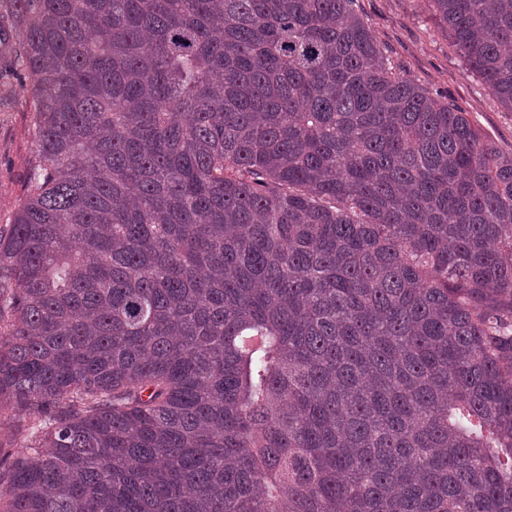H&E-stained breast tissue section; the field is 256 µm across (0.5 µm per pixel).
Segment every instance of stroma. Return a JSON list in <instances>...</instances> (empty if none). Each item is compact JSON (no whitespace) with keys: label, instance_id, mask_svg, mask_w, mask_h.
Returning <instances> with one entry per match:
<instances>
[{"label":"stroma","instance_id":"obj_1","mask_svg":"<svg viewBox=\"0 0 512 512\" xmlns=\"http://www.w3.org/2000/svg\"><path fill=\"white\" fill-rule=\"evenodd\" d=\"M430 0H356V8L384 52L418 84L467 112L471 123L512 155V111L471 73L437 27ZM35 154L32 115L0 78V232L25 192Z\"/></svg>","mask_w":512,"mask_h":512}]
</instances>
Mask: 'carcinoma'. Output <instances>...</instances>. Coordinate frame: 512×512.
<instances>
[{"label": "carcinoma", "instance_id": "carcinoma-1", "mask_svg": "<svg viewBox=\"0 0 512 512\" xmlns=\"http://www.w3.org/2000/svg\"><path fill=\"white\" fill-rule=\"evenodd\" d=\"M432 13L512 108V0ZM0 18V512H512V155L355 0ZM16 80L0 77V234L9 231L10 216L25 192L35 154L32 112L11 92Z\"/></svg>", "mask_w": 512, "mask_h": 512}]
</instances>
